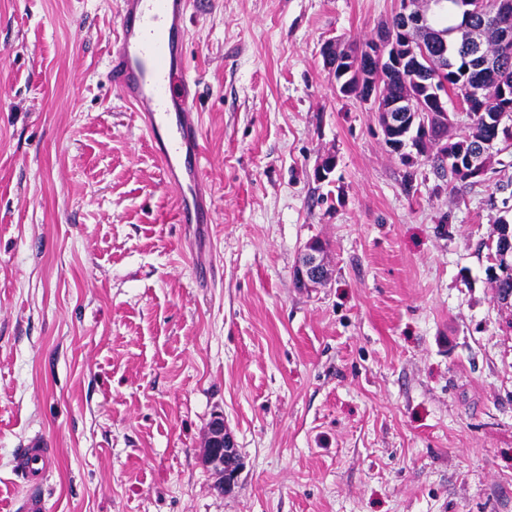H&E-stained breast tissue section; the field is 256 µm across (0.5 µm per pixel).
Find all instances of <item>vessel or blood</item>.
Masks as SVG:
<instances>
[{
	"instance_id": "1",
	"label": "vessel or blood",
	"mask_w": 512,
	"mask_h": 512,
	"mask_svg": "<svg viewBox=\"0 0 512 512\" xmlns=\"http://www.w3.org/2000/svg\"><path fill=\"white\" fill-rule=\"evenodd\" d=\"M189 4L119 0L107 78L134 109L165 180L179 191V223L197 225L212 223L214 200L203 183L201 123L193 110L196 81L183 51ZM52 464L46 443L35 440L15 456L13 470L31 480Z\"/></svg>"
}]
</instances>
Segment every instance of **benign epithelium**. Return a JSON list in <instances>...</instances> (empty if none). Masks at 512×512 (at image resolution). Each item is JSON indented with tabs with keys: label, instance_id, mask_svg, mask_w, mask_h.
Wrapping results in <instances>:
<instances>
[{
	"label": "benign epithelium",
	"instance_id": "1",
	"mask_svg": "<svg viewBox=\"0 0 512 512\" xmlns=\"http://www.w3.org/2000/svg\"><path fill=\"white\" fill-rule=\"evenodd\" d=\"M412 0H401L397 15V26L382 28L371 42V47L357 55L340 57V47L336 42H328L322 48L323 61L329 70L336 68L339 62H344L343 74L347 79L336 84V90L348 95L355 84H362L360 98L363 102L378 105L382 100L380 78L381 73L402 74L408 72L412 75H427V71L419 66V61L430 62L426 47H421V53L410 59L404 53L406 40L403 33L417 30L421 33L427 31V21L415 15L411 8ZM493 13L495 25L504 45L512 44V0H494ZM374 71L373 80L365 83L363 78L368 71ZM501 111L494 115L497 127H506L508 116L512 115V97L507 87L500 89ZM440 113L448 116V97L435 91L433 96L424 100L393 101L384 113L385 126L393 131L397 128L403 130L402 141L394 148L401 152L412 142L415 134L431 135L429 119L432 114ZM458 160L465 163L467 172L474 178L486 173L482 167L478 153H459ZM294 277L300 284L309 288L324 284L328 279V266L323 247L316 241L307 243L299 257ZM202 462L212 468L218 477L219 488L226 494L231 493L236 484L242 462L237 452L235 442L227 432L224 416L215 415L209 422L205 434Z\"/></svg>",
	"mask_w": 512,
	"mask_h": 512
}]
</instances>
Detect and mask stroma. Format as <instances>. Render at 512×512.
<instances>
[{
    "mask_svg": "<svg viewBox=\"0 0 512 512\" xmlns=\"http://www.w3.org/2000/svg\"><path fill=\"white\" fill-rule=\"evenodd\" d=\"M118 2L0 0V512H512V305L487 276L512 144L456 185L337 92L323 45L399 0H191L215 215L178 223L105 78ZM313 240L330 278L300 288ZM217 414L229 494L201 462ZM35 439L55 463L31 484ZM203 450L202 462L214 470L224 494L231 493L237 484L242 462L235 442L227 432L223 415L217 414L209 422ZM13 470L16 475L25 476L28 480L42 478L52 467L53 459L47 444L42 440H34L28 448H23L14 457Z\"/></svg>",
    "mask_w": 512,
    "mask_h": 512,
    "instance_id": "stroma-1",
    "label": "stroma"
}]
</instances>
